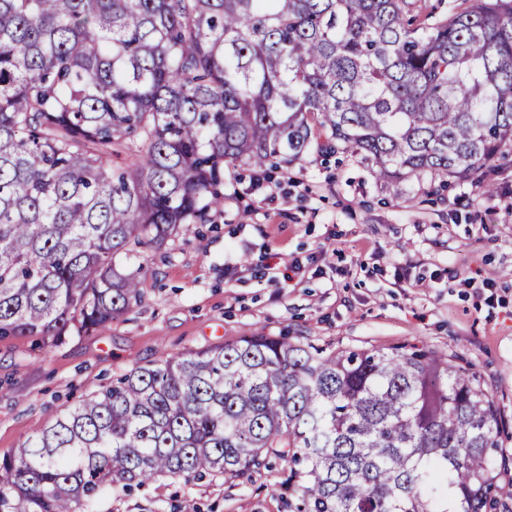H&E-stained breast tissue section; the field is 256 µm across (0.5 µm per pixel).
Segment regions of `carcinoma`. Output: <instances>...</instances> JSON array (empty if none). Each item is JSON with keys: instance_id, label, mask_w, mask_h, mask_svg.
Masks as SVG:
<instances>
[{"instance_id": "1", "label": "carcinoma", "mask_w": 512, "mask_h": 512, "mask_svg": "<svg viewBox=\"0 0 512 512\" xmlns=\"http://www.w3.org/2000/svg\"><path fill=\"white\" fill-rule=\"evenodd\" d=\"M512 144V0H0V339L104 332L140 265L224 205V160L355 154L470 179ZM124 150L129 163L112 168ZM505 424L429 348L286 336L137 365L0 459V512L284 463L296 512H498Z\"/></svg>"}]
</instances>
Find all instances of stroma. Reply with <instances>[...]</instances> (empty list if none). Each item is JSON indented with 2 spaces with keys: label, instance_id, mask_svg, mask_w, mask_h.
<instances>
[{
  "label": "stroma",
  "instance_id": "35a3bbf8",
  "mask_svg": "<svg viewBox=\"0 0 512 512\" xmlns=\"http://www.w3.org/2000/svg\"><path fill=\"white\" fill-rule=\"evenodd\" d=\"M471 181L384 188L360 157L224 163V206L146 253L140 303L105 333L0 341V457L132 367L250 332L330 350L427 346L462 359L512 425V147ZM284 465L105 489L94 512H290Z\"/></svg>",
  "mask_w": 512,
  "mask_h": 512
}]
</instances>
